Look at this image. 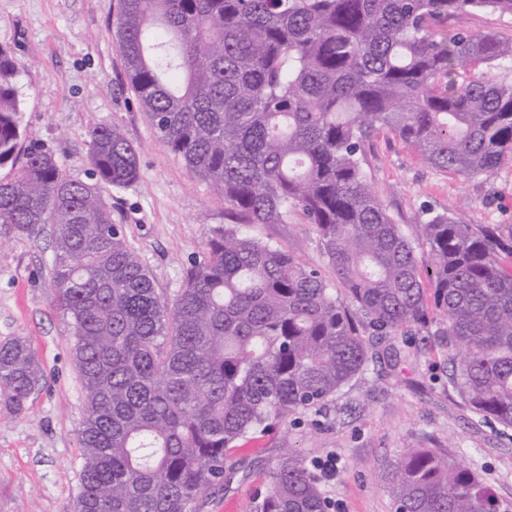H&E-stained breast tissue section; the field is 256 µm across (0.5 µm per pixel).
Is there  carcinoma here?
I'll use <instances>...</instances> for the list:
<instances>
[{"mask_svg": "<svg viewBox=\"0 0 512 512\" xmlns=\"http://www.w3.org/2000/svg\"><path fill=\"white\" fill-rule=\"evenodd\" d=\"M478 11L512 17V0H119L114 36L139 107L231 217L170 300L103 196L140 178L135 146L95 127L94 182L70 179L22 128L18 60L0 45V226L23 239L54 225L48 288L83 388L80 512H198L241 442L323 413L383 339L428 326L427 279L437 334L463 353L449 383L512 428V224L478 234L453 212L431 216L423 269L368 173L380 130L462 176L512 158V81L488 74L512 41L455 26ZM295 212L339 287L242 231ZM43 379L25 337L0 342V419ZM390 482L396 512H512L445 448L397 456ZM328 508L301 453L282 449L256 512Z\"/></svg>", "mask_w": 512, "mask_h": 512, "instance_id": "cac0c4a2", "label": "carcinoma"}]
</instances>
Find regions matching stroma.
I'll return each instance as SVG.
<instances>
[{
	"instance_id": "stroma-1",
	"label": "stroma",
	"mask_w": 512,
	"mask_h": 512,
	"mask_svg": "<svg viewBox=\"0 0 512 512\" xmlns=\"http://www.w3.org/2000/svg\"><path fill=\"white\" fill-rule=\"evenodd\" d=\"M117 8L118 0H0V44L20 62L15 86L23 124L70 178L91 181L89 133L96 126L119 125L137 147L140 179L103 195L157 292L171 298L202 253L208 228L225 223V208L163 147L140 109L113 34ZM369 163L378 195L406 234L447 210L478 233L512 224V159L492 175L461 176L430 167L382 131ZM245 231L332 278L317 228L302 215ZM51 246V225L23 240L0 227V341L27 337L45 375L25 411L0 422V512H75L82 389L70 327L48 288ZM378 353L322 414L296 416L288 429L241 442L223 486L203 498L199 512H255L254 497L287 446L310 465L335 460V479L321 485L328 512H394L390 464L410 448H449L512 502V430L478 418L449 384L444 338L423 339L413 325Z\"/></svg>"
}]
</instances>
